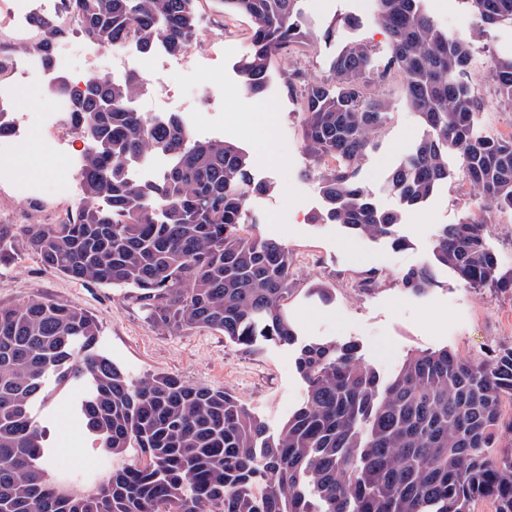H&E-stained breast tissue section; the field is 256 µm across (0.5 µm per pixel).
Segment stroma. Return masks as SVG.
Segmentation results:
<instances>
[{"instance_id":"1","label":"stroma","mask_w":512,"mask_h":512,"mask_svg":"<svg viewBox=\"0 0 512 512\" xmlns=\"http://www.w3.org/2000/svg\"><path fill=\"white\" fill-rule=\"evenodd\" d=\"M197 6L200 29L186 52L165 51L148 59L135 52L128 56L127 67L139 71L154 67L157 85L148 107L179 115L197 137L219 138L249 154L255 189L246 201L248 219L254 234L275 239L290 251L293 293L286 309L300 340L356 342L363 359L384 379L416 351L445 348L480 357L512 345V294L464 287L444 267L435 269L432 286L422 294H410L401 285L403 275L431 253L441 225L458 223L476 211L473 192L453 156L448 159L447 183L422 205L400 207L390 193V168L426 133L405 102L401 81L391 77L378 88L392 105L390 119L360 171L381 209L401 211L395 231L407 245L397 250L389 239H354L340 225L313 220L324 202L317 165L302 140L304 116L288 92L286 77L300 68L309 78H326L337 44L320 43L274 56L264 93L251 98L238 73L250 47L249 20L225 16L218 0H198ZM302 8L315 29L341 14L356 12L360 25L349 31V38L369 45L374 67L386 63L389 39L370 21L369 9L352 10L350 0H303ZM510 56L512 28L476 39L468 81L484 97H491L490 62ZM263 112L271 118L262 126L258 116ZM71 162V157L52 150L44 130L33 128L13 164L18 179L40 182L43 192L23 199L1 184L0 224L18 227L66 219L77 201L55 193L54 174L69 169ZM370 273L375 286L361 289V280ZM319 285L329 288L330 301L311 295V288ZM28 298L87 310L99 324L101 351L133 377L169 373L199 386L227 390L272 432H279L305 400L306 384L296 368L295 347L263 341L243 350L217 331L159 329L127 289L49 273L37 255L18 243L10 260L0 262V306ZM47 426L49 443L66 448L65 457L54 458L53 472L81 473L83 480L77 485L81 491L110 474L114 459L98 448L73 416L67 395H58L50 404Z\"/></svg>"}]
</instances>
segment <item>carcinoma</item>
Returning <instances> with one entry per match:
<instances>
[{
    "label": "carcinoma",
    "instance_id": "carcinoma-1",
    "mask_svg": "<svg viewBox=\"0 0 512 512\" xmlns=\"http://www.w3.org/2000/svg\"><path fill=\"white\" fill-rule=\"evenodd\" d=\"M83 37L100 45L133 32L147 57L171 53L198 35L197 0H62ZM224 13L251 22V51L239 67L246 92L259 95L272 56L309 46L314 34L299 0H219ZM422 0H375L373 22L390 38L383 71L369 47L350 41L319 81L296 70L287 84L304 114L303 143L323 168L325 202L317 221L358 239L406 240L394 232L400 212L383 211L357 179L384 131L391 103L371 87L398 74L426 136L388 175L406 206L423 203L448 180L455 154L480 211L512 214V136H481L475 115L512 111V58L490 70L494 97L465 80L473 39L512 27V0H461L476 21L450 36ZM41 36L18 51L50 67L67 27L38 23ZM142 74L93 78L71 97L70 122L89 146L77 170L82 198L57 224L0 225V261L15 239L51 272L80 282L131 289L154 325L211 329L246 348L262 338L293 345L286 312L288 248L248 230L249 155L224 140L193 138L176 115L154 122L135 111ZM170 158L157 182L131 162ZM482 216L439 229L421 266L402 278L422 293L433 268L452 270L468 287L512 293V269L486 245ZM100 327L84 309L29 298L0 306V512H475L492 498L512 512V345L485 357L446 349L417 351L382 382L355 342L299 344L296 366L306 401L277 434L268 432L226 390L173 374L137 379L98 350ZM70 394L74 415L118 460L101 484L76 494L74 477L49 472L52 448L42 410Z\"/></svg>",
    "mask_w": 512,
    "mask_h": 512
}]
</instances>
